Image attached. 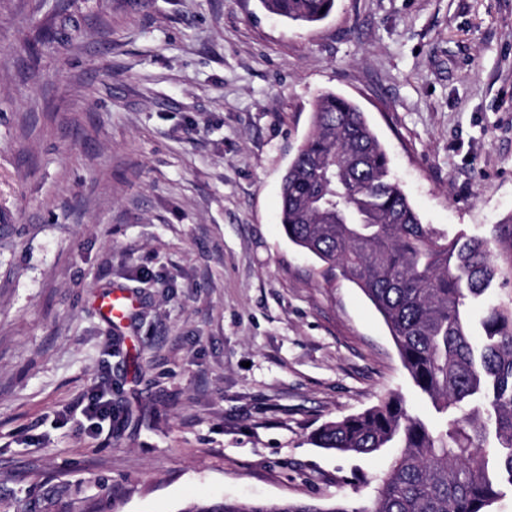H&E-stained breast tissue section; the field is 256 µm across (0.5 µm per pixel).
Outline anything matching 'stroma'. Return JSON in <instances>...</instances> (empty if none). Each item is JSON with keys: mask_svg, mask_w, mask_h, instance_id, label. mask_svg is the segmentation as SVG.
<instances>
[{"mask_svg": "<svg viewBox=\"0 0 512 512\" xmlns=\"http://www.w3.org/2000/svg\"><path fill=\"white\" fill-rule=\"evenodd\" d=\"M359 106L422 223L512 222V0H0V512L362 507L391 463L316 447L400 394L440 422L353 283L292 244L315 99ZM133 294L125 322L91 297ZM118 412L89 437L100 378ZM264 8L300 24H314L327 18L335 0H261ZM325 8L323 14H320Z\"/></svg>", "mask_w": 512, "mask_h": 512, "instance_id": "stroma-1", "label": "stroma"}]
</instances>
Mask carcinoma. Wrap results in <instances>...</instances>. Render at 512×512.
<instances>
[{
	"label": "carcinoma",
	"mask_w": 512,
	"mask_h": 512,
	"mask_svg": "<svg viewBox=\"0 0 512 512\" xmlns=\"http://www.w3.org/2000/svg\"><path fill=\"white\" fill-rule=\"evenodd\" d=\"M300 24L327 18L335 0H261ZM288 239L360 288L384 318L404 367L439 413L432 428L393 393L366 411L321 426L313 443L371 454L396 448L371 503L323 508L305 501L228 499L179 512H490L499 485L512 486V308L488 306L500 269L490 241L452 239L421 223L393 178L389 157L352 101L326 93L280 186ZM496 439L494 459L484 442Z\"/></svg>",
	"instance_id": "carcinoma-1"
}]
</instances>
